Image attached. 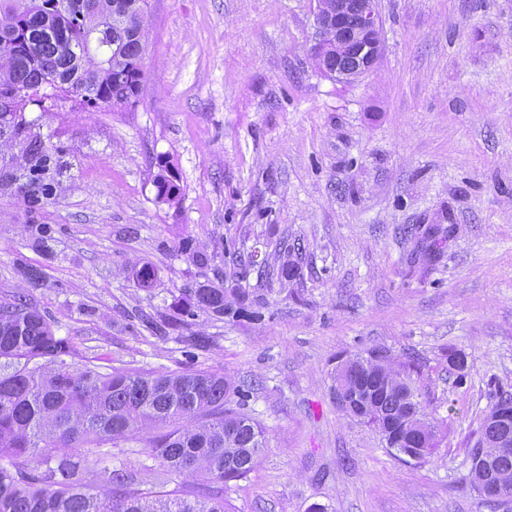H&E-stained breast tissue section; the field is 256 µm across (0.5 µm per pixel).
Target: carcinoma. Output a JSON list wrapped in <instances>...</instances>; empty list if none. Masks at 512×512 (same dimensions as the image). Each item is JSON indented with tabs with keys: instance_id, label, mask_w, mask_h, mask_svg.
<instances>
[{
	"instance_id": "obj_1",
	"label": "carcinoma",
	"mask_w": 512,
	"mask_h": 512,
	"mask_svg": "<svg viewBox=\"0 0 512 512\" xmlns=\"http://www.w3.org/2000/svg\"><path fill=\"white\" fill-rule=\"evenodd\" d=\"M149 35L148 0H0V160L27 173L10 181L31 208L52 199L67 167L63 150L47 147L32 132L26 113L54 109L70 96L87 111L135 104L142 91V59ZM188 316L237 317L220 288H193L182 297ZM76 349L56 335L25 289L0 296V512H233L224 483L238 480L259 463L263 428L229 407L247 394L223 374L205 370L154 373L128 369L102 372L95 364L74 367ZM414 361L397 362L375 347L336 369L342 391L362 389L368 398L339 408L375 428L403 418L416 396ZM512 405L500 391L483 419L469 457L472 486L487 474L501 498H512V416L495 409ZM397 453L423 448L426 461L437 448V425L420 402L406 419ZM145 440L151 455L186 478L162 492L133 466L108 472L104 483L83 463L106 456L127 441ZM51 453L25 467L19 460L39 447Z\"/></svg>"
}]
</instances>
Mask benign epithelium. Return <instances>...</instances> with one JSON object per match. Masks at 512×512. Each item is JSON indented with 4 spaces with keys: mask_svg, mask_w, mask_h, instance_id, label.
Listing matches in <instances>:
<instances>
[{
    "mask_svg": "<svg viewBox=\"0 0 512 512\" xmlns=\"http://www.w3.org/2000/svg\"><path fill=\"white\" fill-rule=\"evenodd\" d=\"M318 40L311 48L317 65L339 79H351L373 68L381 53L380 23L376 0H317L315 15ZM354 64L342 63L344 54ZM336 56V65L326 60Z\"/></svg>",
    "mask_w": 512,
    "mask_h": 512,
    "instance_id": "7a95c632",
    "label": "benign epithelium"
}]
</instances>
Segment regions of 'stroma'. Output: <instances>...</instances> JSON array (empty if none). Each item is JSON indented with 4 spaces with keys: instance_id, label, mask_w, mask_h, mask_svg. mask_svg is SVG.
<instances>
[{
    "instance_id": "stroma-1",
    "label": "stroma",
    "mask_w": 512,
    "mask_h": 512,
    "mask_svg": "<svg viewBox=\"0 0 512 512\" xmlns=\"http://www.w3.org/2000/svg\"><path fill=\"white\" fill-rule=\"evenodd\" d=\"M316 6L148 0L134 107L29 113L69 167L40 208L0 191V294L42 271L32 301L77 364L245 386L266 448L224 488L235 512H512L475 493L468 457L493 385L512 390V0H377L380 58L348 82L311 55ZM200 286L248 291L259 318L178 311ZM374 346L421 369L442 425L429 462L332 400L336 366ZM129 461L165 490L182 481L140 442L86 468Z\"/></svg>"
}]
</instances>
